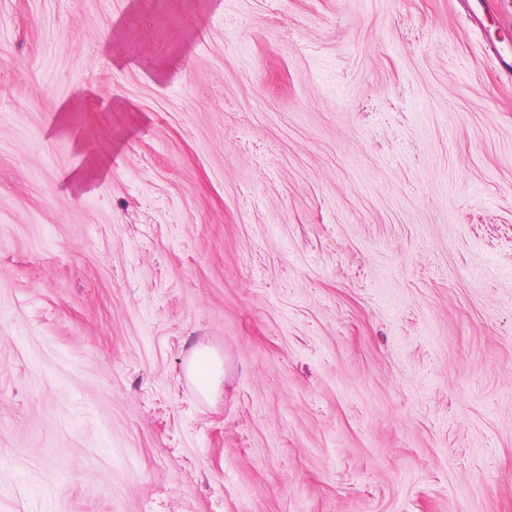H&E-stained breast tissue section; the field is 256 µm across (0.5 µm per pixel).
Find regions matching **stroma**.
<instances>
[{
    "instance_id": "1",
    "label": "stroma",
    "mask_w": 512,
    "mask_h": 512,
    "mask_svg": "<svg viewBox=\"0 0 512 512\" xmlns=\"http://www.w3.org/2000/svg\"><path fill=\"white\" fill-rule=\"evenodd\" d=\"M471 3L0 0V512H512ZM187 372L199 391L205 396H210L222 380L223 361L213 351L201 348L191 356Z\"/></svg>"
}]
</instances>
